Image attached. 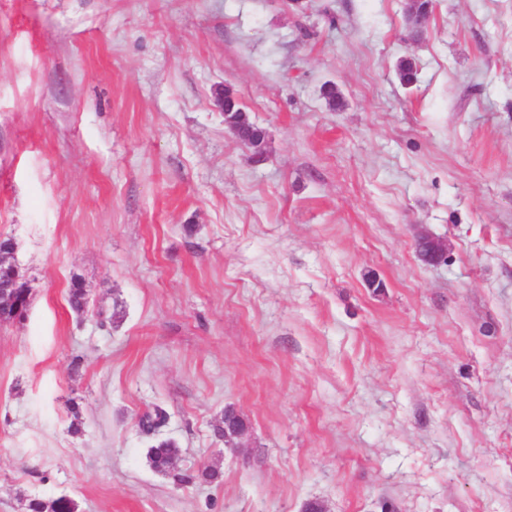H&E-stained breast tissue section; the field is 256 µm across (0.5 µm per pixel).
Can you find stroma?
I'll use <instances>...</instances> for the list:
<instances>
[{
    "label": "stroma",
    "mask_w": 512,
    "mask_h": 512,
    "mask_svg": "<svg viewBox=\"0 0 512 512\" xmlns=\"http://www.w3.org/2000/svg\"><path fill=\"white\" fill-rule=\"evenodd\" d=\"M0 234V512H512V0H0ZM178 447L170 439L156 440L147 450V462L157 472H165V466L171 457L177 456ZM28 512H77L76 502L68 496H59L50 500L32 499Z\"/></svg>",
    "instance_id": "35a3bbf8"
}]
</instances>
